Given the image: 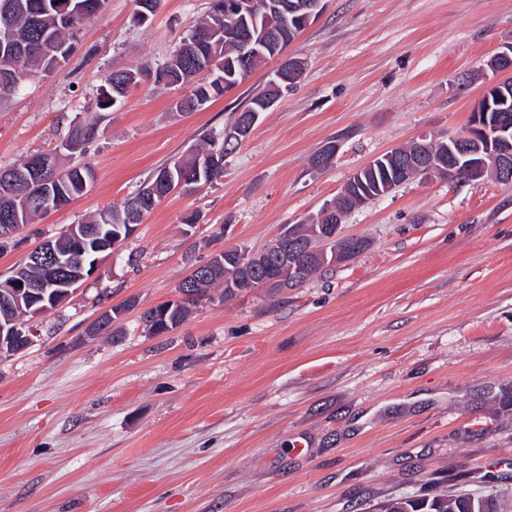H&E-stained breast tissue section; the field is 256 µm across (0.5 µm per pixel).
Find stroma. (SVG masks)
Wrapping results in <instances>:
<instances>
[{"instance_id": "stroma-1", "label": "stroma", "mask_w": 512, "mask_h": 512, "mask_svg": "<svg viewBox=\"0 0 512 512\" xmlns=\"http://www.w3.org/2000/svg\"><path fill=\"white\" fill-rule=\"evenodd\" d=\"M209 0H106L68 60L0 107V165L99 113L88 192L0 245V279L222 135L280 65L203 109L145 81L97 112L106 74L162 64ZM288 45L305 63L224 176L175 193L105 257L32 346L0 356V512H374L396 497L496 496L512 512V185L419 176L350 213L357 256L279 293L201 301L151 336L142 310L192 268L316 216L373 157L462 130L512 43V0H324ZM337 146L331 166L312 159ZM198 216L196 227L186 220ZM122 336L88 326L127 299Z\"/></svg>"}]
</instances>
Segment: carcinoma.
<instances>
[{"label": "carcinoma", "mask_w": 512, "mask_h": 512, "mask_svg": "<svg viewBox=\"0 0 512 512\" xmlns=\"http://www.w3.org/2000/svg\"><path fill=\"white\" fill-rule=\"evenodd\" d=\"M137 19L145 22L160 7L162 0H135ZM243 9L237 14L238 26L249 31L252 44L249 47L234 37L224 35L230 18L224 16V0H211L205 18L198 21L181 39L170 59L154 73V84L182 89L185 94L173 104L177 112H192L208 103L211 98L224 93V82H236L234 73L243 68L252 72L271 56L269 45L270 27L277 22L289 30L294 39L305 26L296 15H282V0H255L258 10L250 7V0H238ZM105 0H0V25L8 23L12 38L0 39V72H14L16 76L0 86V103L13 96L21 82L37 75L46 76L67 61L72 50L75 32L95 16ZM144 70H119L108 74L100 86L96 105L109 110L121 101L129 90L138 85ZM291 84L281 89L269 88L253 96L247 112L264 111L265 99L280 95ZM512 116V92L504 90L490 96L486 121L493 124L502 115ZM98 132V118L83 116L70 123V131L62 147L71 154H84ZM236 144L224 147V140L208 137L203 144L190 149L173 164H165L147 178L137 192L120 206H110L94 213L82 224L88 228V237L78 243L69 233L60 235L39 249L36 255H28L11 274L0 280V331L9 333L23 321L29 309L51 304L55 295L75 288L80 274H86L92 261L103 255L101 249L112 246V239L129 236L127 222L135 202H140L136 223L150 213L178 186L193 191L211 185L224 176V166L214 163V155L235 153ZM399 158L391 156L375 169L363 168L347 181L350 197L339 199V206L348 212L358 204L379 196V188L397 175ZM94 179L91 163L64 166L53 153H34L11 165L0 166V228L6 224H31L50 212L68 205L85 193ZM324 212L305 224L288 226L285 233L296 241L308 243L320 235L327 252L336 248L331 235L336 225L323 218ZM323 254L295 253L288 255V267L275 265L267 276L276 279L271 289L295 288L311 274L323 269ZM254 279L253 286L264 287L260 276L252 266H240L233 253L219 252L211 260L197 267L179 285L187 289V297L168 301L156 307L159 328L147 327L158 335L183 324L191 307L202 300L208 289L223 287L222 295L233 294L235 282ZM20 281L35 287V294L22 297L21 302L11 300ZM470 496L453 499L434 497L413 503L400 498L386 501L379 512H468Z\"/></svg>", "instance_id": "1"}]
</instances>
